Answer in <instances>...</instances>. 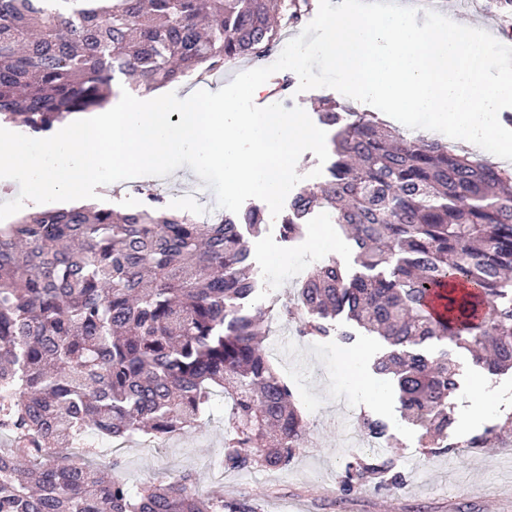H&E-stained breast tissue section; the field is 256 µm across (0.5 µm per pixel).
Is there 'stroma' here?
<instances>
[{"mask_svg": "<svg viewBox=\"0 0 512 512\" xmlns=\"http://www.w3.org/2000/svg\"><path fill=\"white\" fill-rule=\"evenodd\" d=\"M335 231V225L316 221L302 239L287 243L281 238L279 220H268L261 235L251 240L261 280L254 305L264 304L270 296L283 304L295 302L307 273L329 258L353 268L354 254L348 246L316 245L321 233ZM260 330L269 361L291 386L309 420L305 448L282 468L225 469L221 456L228 403L218 396L193 429L159 440L138 438L115 448L120 475L129 485L169 472H189L201 494L223 493L225 502L246 512H512V440L492 448L465 445L512 413V372H484L468 353H461L450 428L461 445L434 452L421 448L419 431L402 419L392 380L374 371L382 351L380 340L360 336L344 345L332 337H303L278 315L263 319ZM358 372L373 378L383 391L381 397L357 385ZM482 379L494 393L495 407L480 425L461 428ZM363 412L387 423L389 440L383 447L367 446L358 423ZM360 457L389 460L392 473L401 475L402 486L384 480L343 487L348 468Z\"/></svg>", "mask_w": 512, "mask_h": 512, "instance_id": "1", "label": "stroma"}]
</instances>
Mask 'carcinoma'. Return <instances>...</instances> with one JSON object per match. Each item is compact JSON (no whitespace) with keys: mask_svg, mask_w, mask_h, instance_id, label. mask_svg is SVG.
Instances as JSON below:
<instances>
[{"mask_svg":"<svg viewBox=\"0 0 512 512\" xmlns=\"http://www.w3.org/2000/svg\"><path fill=\"white\" fill-rule=\"evenodd\" d=\"M310 0H0V121L44 133L104 109L117 77L147 89L262 58ZM325 180L281 217L284 240L316 213L339 227L359 270L332 258L283 307L302 336H376L422 447L450 448L456 352L512 371V172L438 140L409 137L331 99ZM248 208L200 224L152 196L117 214L25 209L0 226V512H237L190 473L129 486L85 435L112 441L194 427L220 389L231 400L225 468L275 469L306 447L308 421L267 359L246 310L258 271ZM434 297L437 309L428 307ZM426 343L444 349L431 357ZM382 437L386 424L359 418ZM512 439V414L466 444ZM389 472L361 460L345 484Z\"/></svg>","mask_w":512,"mask_h":512,"instance_id":"cac0c4a2","label":"carcinoma"}]
</instances>
